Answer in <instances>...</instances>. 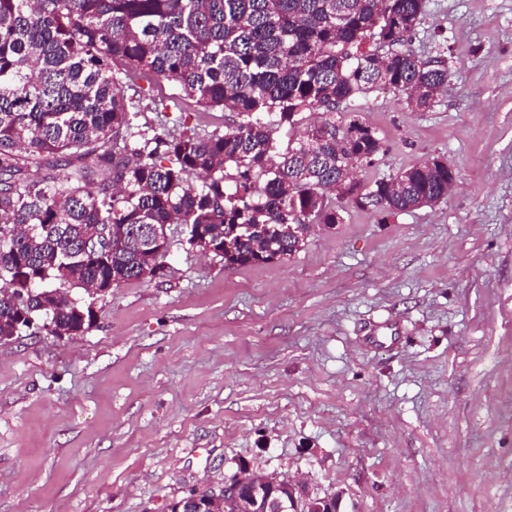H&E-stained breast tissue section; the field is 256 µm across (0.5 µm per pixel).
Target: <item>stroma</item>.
<instances>
[{"label":"stroma","instance_id":"1","mask_svg":"<svg viewBox=\"0 0 512 512\" xmlns=\"http://www.w3.org/2000/svg\"><path fill=\"white\" fill-rule=\"evenodd\" d=\"M407 45L448 85L352 103L357 178L441 158L448 199L230 269L173 224L164 278L0 343V512H168L242 462L344 512H512V0H427Z\"/></svg>","mask_w":512,"mask_h":512}]
</instances>
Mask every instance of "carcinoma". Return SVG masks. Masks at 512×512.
I'll return each instance as SVG.
<instances>
[{"label":"carcinoma","instance_id":"obj_1","mask_svg":"<svg viewBox=\"0 0 512 512\" xmlns=\"http://www.w3.org/2000/svg\"><path fill=\"white\" fill-rule=\"evenodd\" d=\"M425 0H0V336L14 335L15 289L41 330L77 335L85 304L60 292L138 280L165 253L123 231L183 224L190 245L217 243L224 266L279 260L305 240L290 224H340L329 192L381 151L345 111L385 85L433 105L442 60L406 47ZM166 81L175 92L151 98ZM133 94L128 96L124 89ZM150 103H144V100ZM237 114L224 130L138 124L151 112ZM324 120L280 148L302 112ZM361 132L350 146L348 131ZM112 177L87 189L96 166ZM444 160L365 186L389 214L448 197ZM102 237L82 254L74 244Z\"/></svg>","mask_w":512,"mask_h":512}]
</instances>
